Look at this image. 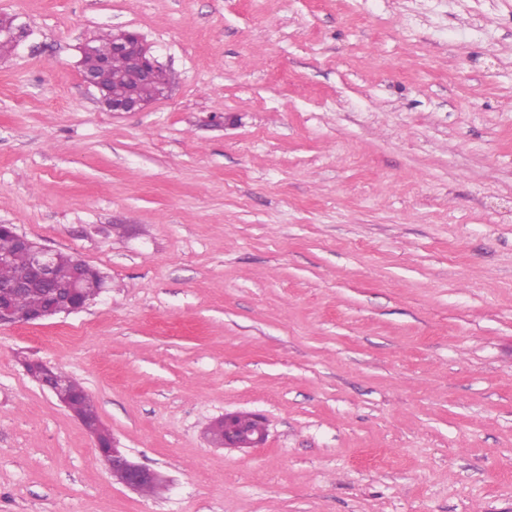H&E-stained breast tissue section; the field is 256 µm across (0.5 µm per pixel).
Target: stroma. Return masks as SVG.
<instances>
[{
  "instance_id": "35a3bbf8",
  "label": "stroma",
  "mask_w": 512,
  "mask_h": 512,
  "mask_svg": "<svg viewBox=\"0 0 512 512\" xmlns=\"http://www.w3.org/2000/svg\"><path fill=\"white\" fill-rule=\"evenodd\" d=\"M5 14L28 36L0 57V224L111 286L0 328V512H512V0ZM124 30L171 90L113 114L79 48ZM227 413L264 445L213 444ZM28 364L42 365L41 377L38 380L39 385L42 388L48 389L62 405L71 411H73L72 404L75 399V392L78 394L79 400L76 401V409L78 411L87 410H85L83 414L75 415L81 421L87 432L94 438L98 453L109 465L112 476L117 481L136 491H143L146 488L156 487L159 484V474L131 461L121 448H119L117 441L112 435L108 436L107 442L100 440L99 431L103 424L97 414L94 402L91 407V397L83 392L84 390L88 393L85 388H83V390L80 389L75 380L60 371L54 370L53 373L51 367L47 364L42 362H31ZM56 377L68 383L75 392Z\"/></svg>"
}]
</instances>
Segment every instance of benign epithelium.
<instances>
[{
  "label": "benign epithelium",
  "instance_id": "benign-epithelium-1",
  "mask_svg": "<svg viewBox=\"0 0 512 512\" xmlns=\"http://www.w3.org/2000/svg\"><path fill=\"white\" fill-rule=\"evenodd\" d=\"M117 54L133 53L136 55L138 65L136 69L125 77L127 84L125 92L120 96H109L99 91V102L110 112H138L145 107L138 93V87L144 80L151 79L158 68L159 62L150 53L141 34L135 31L125 32V38L114 46ZM0 238L7 240V248L0 251V264L13 261L17 257L27 259L26 274L10 283L0 284V327L31 325L57 315L77 313L90 305L83 293V282L89 273L96 268L80 259L73 265L67 280L59 282L55 276L54 259L58 251L49 249L27 235L19 232L13 224H0ZM40 288L46 297V304L29 310L24 316H19L15 308V299L28 290ZM41 387L48 389L57 400L66 408H72L75 392L65 383L59 381L50 366L42 365L41 377L38 380ZM236 414H226L219 419L224 425V447L226 448H257L261 446L266 432L259 435L239 429L235 424ZM87 432L94 438L95 447L109 465L112 476L136 491L155 487L160 482L157 472L131 461L119 448L113 436L103 442L99 438L102 423L96 409L85 410L78 415Z\"/></svg>",
  "mask_w": 512,
  "mask_h": 512
}]
</instances>
